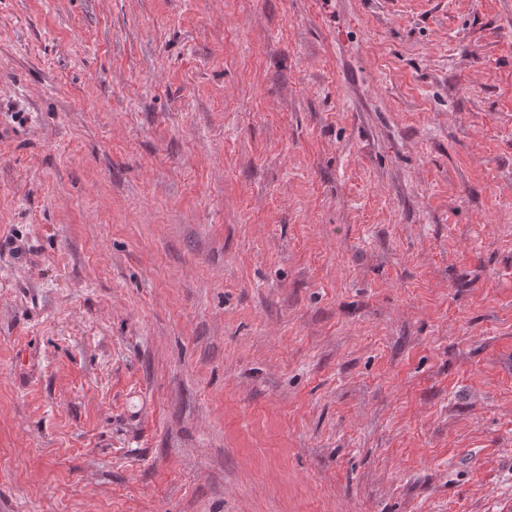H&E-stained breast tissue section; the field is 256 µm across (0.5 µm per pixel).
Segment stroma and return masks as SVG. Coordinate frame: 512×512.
<instances>
[{"mask_svg": "<svg viewBox=\"0 0 512 512\" xmlns=\"http://www.w3.org/2000/svg\"><path fill=\"white\" fill-rule=\"evenodd\" d=\"M0 512H512V0H0Z\"/></svg>", "mask_w": 512, "mask_h": 512, "instance_id": "stroma-1", "label": "stroma"}]
</instances>
